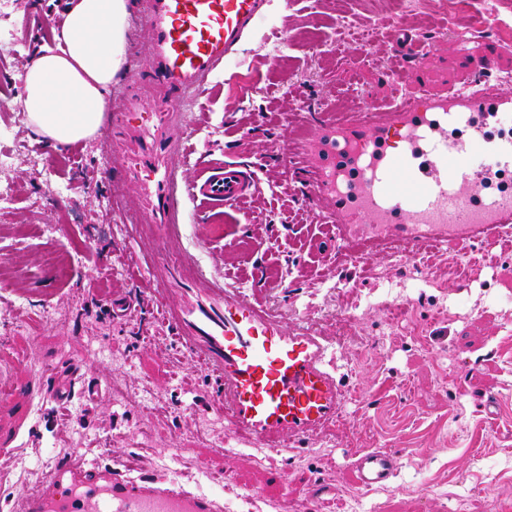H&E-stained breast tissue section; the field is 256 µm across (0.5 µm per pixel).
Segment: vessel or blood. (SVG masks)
Returning <instances> with one entry per match:
<instances>
[{"mask_svg":"<svg viewBox=\"0 0 512 512\" xmlns=\"http://www.w3.org/2000/svg\"><path fill=\"white\" fill-rule=\"evenodd\" d=\"M140 42L150 55L136 92L112 102L107 139L121 148L122 182L113 195L135 191L147 222L180 242L188 207L239 210L259 187L251 170L228 163L189 178L185 160L195 127L191 106L209 76L223 66L266 15L267 0H145ZM152 110L140 117L142 91ZM512 110L511 96L482 85L447 96L397 95L372 119L337 123L335 148L373 154L354 172L351 195L333 167L312 177V200L336 194V243L354 236L398 237L416 250L496 244L512 224V193L484 192L486 172L470 167L475 147L492 165L512 170V140L477 125V115ZM162 320L178 330L183 351L220 386L214 402L229 426L275 455L303 452L312 437L335 425L348 399L337 374V347L308 322L288 327L243 289L208 279L201 267H175L160 288ZM359 487L386 484L400 466L395 453L368 449L351 461ZM22 512H222L219 501L168 476L99 466L82 459L55 463L45 489L24 496Z\"/></svg>","mask_w":512,"mask_h":512,"instance_id":"b4317fda","label":"vessel or blood"}]
</instances>
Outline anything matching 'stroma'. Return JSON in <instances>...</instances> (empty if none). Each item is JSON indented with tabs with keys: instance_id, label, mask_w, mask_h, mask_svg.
Returning a JSON list of instances; mask_svg holds the SVG:
<instances>
[{
	"instance_id": "stroma-1",
	"label": "stroma",
	"mask_w": 512,
	"mask_h": 512,
	"mask_svg": "<svg viewBox=\"0 0 512 512\" xmlns=\"http://www.w3.org/2000/svg\"><path fill=\"white\" fill-rule=\"evenodd\" d=\"M67 2L0 0V99L9 105L0 152L11 161L0 173L11 189L0 206V334L12 339L0 355V502L19 500L22 476L43 474L68 451L102 466L139 455L142 472L172 467L218 500L242 497L243 512H349L358 490L351 456L363 448L400 458L395 477L366 492L378 512H495L497 498H512V248L471 244L477 262L465 282L446 255L434 256V288L391 309L387 285L405 273L399 257L378 246L360 265L347 263L324 221L334 197L306 206L313 171L333 161L322 150L326 121L472 81V56L512 42V0H495L501 24L483 34L457 0H418L404 21L390 0H269L265 19L197 97L204 125L188 176L252 163L260 191L242 212L206 209L201 223L183 224L187 264L326 336L337 315L360 316L357 342L336 359L356 395L345 434L283 456L233 433L212 404L213 383L158 319L152 290L172 253L160 227L122 221L101 176L108 167L120 179L121 169L101 139L75 153L56 149L26 122L25 66ZM405 30L431 45L425 60L392 57ZM318 35L330 52L316 50ZM336 280L342 290L331 289ZM116 288L130 304L122 319L112 313ZM370 295L379 303L368 308ZM54 370L77 377L69 402L29 403L23 389ZM91 381L103 388L94 402L84 394ZM116 386L126 398L113 397ZM275 467L286 480H272ZM311 486L322 491L316 507L305 497Z\"/></svg>"
}]
</instances>
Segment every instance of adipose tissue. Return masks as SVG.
Returning <instances> with one entry per match:
<instances>
[{"label": "adipose tissue", "instance_id": "1", "mask_svg": "<svg viewBox=\"0 0 512 512\" xmlns=\"http://www.w3.org/2000/svg\"><path fill=\"white\" fill-rule=\"evenodd\" d=\"M128 14L129 0H69L25 75L22 107L41 140L66 146L99 132L105 93L125 64Z\"/></svg>", "mask_w": 512, "mask_h": 512}]
</instances>
